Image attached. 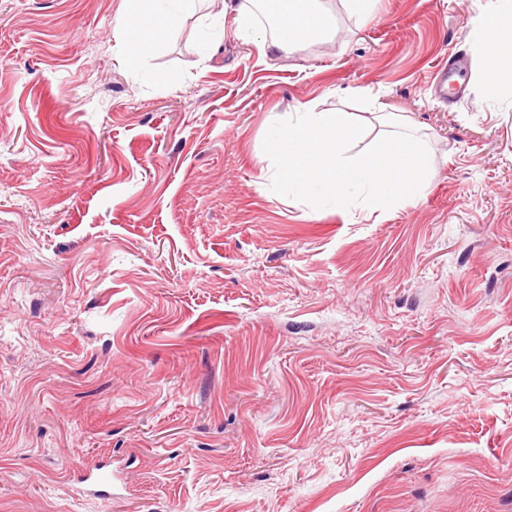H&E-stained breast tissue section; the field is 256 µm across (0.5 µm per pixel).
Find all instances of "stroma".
I'll return each instance as SVG.
<instances>
[{"label":"stroma","mask_w":512,"mask_h":512,"mask_svg":"<svg viewBox=\"0 0 512 512\" xmlns=\"http://www.w3.org/2000/svg\"><path fill=\"white\" fill-rule=\"evenodd\" d=\"M121 3L0 0V512H512V87L470 24L512 0H319L288 53L205 0L131 65ZM377 103L426 189L272 190L274 122Z\"/></svg>","instance_id":"35a3bbf8"}]
</instances>
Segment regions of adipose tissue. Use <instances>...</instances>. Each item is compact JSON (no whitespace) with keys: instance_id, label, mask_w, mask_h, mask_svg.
<instances>
[{"instance_id":"adipose-tissue-1","label":"adipose tissue","mask_w":512,"mask_h":512,"mask_svg":"<svg viewBox=\"0 0 512 512\" xmlns=\"http://www.w3.org/2000/svg\"><path fill=\"white\" fill-rule=\"evenodd\" d=\"M198 0H123L118 27L126 46L127 61H135L152 43L177 29L194 13ZM314 0H288L278 35L271 46L288 52L326 30V21L313 8Z\"/></svg>"}]
</instances>
